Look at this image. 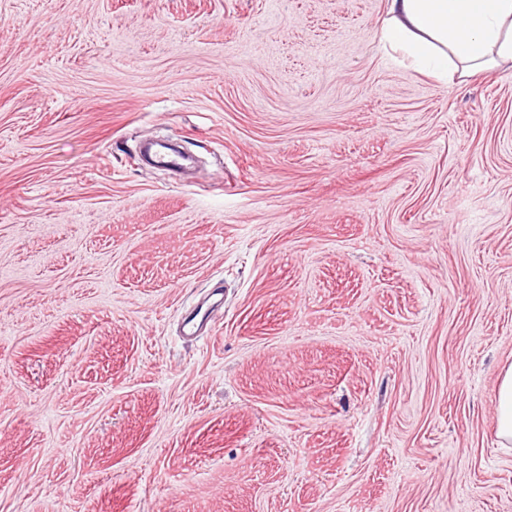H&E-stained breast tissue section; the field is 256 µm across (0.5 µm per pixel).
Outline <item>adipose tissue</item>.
<instances>
[{"mask_svg": "<svg viewBox=\"0 0 512 512\" xmlns=\"http://www.w3.org/2000/svg\"><path fill=\"white\" fill-rule=\"evenodd\" d=\"M385 46L438 79L460 63L477 72L512 62V0H386Z\"/></svg>", "mask_w": 512, "mask_h": 512, "instance_id": "obj_1", "label": "adipose tissue"}]
</instances>
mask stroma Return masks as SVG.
<instances>
[{"mask_svg":"<svg viewBox=\"0 0 512 512\" xmlns=\"http://www.w3.org/2000/svg\"><path fill=\"white\" fill-rule=\"evenodd\" d=\"M385 7L0 0V512H512V62ZM498 436L504 444L512 442V365L502 374L497 396Z\"/></svg>","mask_w":512,"mask_h":512,"instance_id":"obj_1","label":"stroma"}]
</instances>
